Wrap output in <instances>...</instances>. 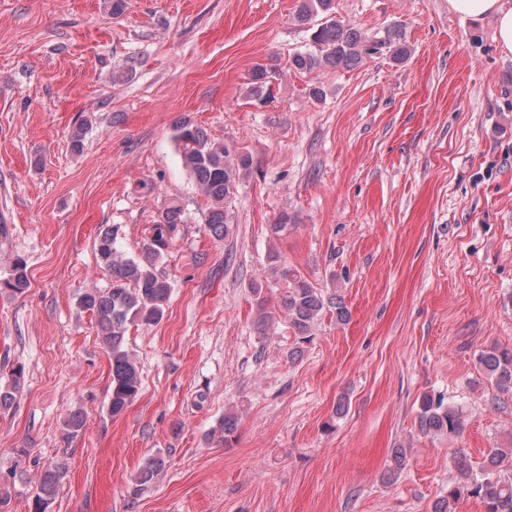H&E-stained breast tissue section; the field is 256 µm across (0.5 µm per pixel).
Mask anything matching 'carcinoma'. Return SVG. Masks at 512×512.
Wrapping results in <instances>:
<instances>
[{
	"mask_svg": "<svg viewBox=\"0 0 512 512\" xmlns=\"http://www.w3.org/2000/svg\"><path fill=\"white\" fill-rule=\"evenodd\" d=\"M334 0H299L296 18L302 24H317L312 32V49L294 55L295 69L312 72L322 67L354 68L383 47L389 49L395 61L407 55L400 35L387 31L384 36L370 40L365 34L337 20ZM322 22H317V19ZM272 71L258 64L250 74L249 95H265ZM89 127L80 123L69 133L71 152L83 151ZM172 140L176 145L182 169L192 179L197 194L203 200L206 230L216 239H222L231 230L232 202L238 183L249 171L252 161L248 154L211 137L207 129L189 118H182L173 127ZM186 223L181 204L171 201L162 210L159 220L149 227L139 256L130 257L122 249V228L119 224L99 227L95 250L99 267L107 277L104 288H89L79 298V305L95 320L98 337L109 354L111 391L109 411L120 415L138 395L141 372L134 354L128 347L127 334L132 325L153 326L164 317L173 292L174 282L164 264L170 248L181 236ZM271 270L285 284L283 307L288 320L298 333L300 342L312 340V331L319 319L329 311L336 322L343 323L348 311L340 301L325 298L319 289L302 278L297 271L277 263L270 255ZM29 277L24 258L12 260L8 276L0 281V288L12 293H23ZM478 363L490 383L502 393H512V347L493 344L478 355ZM24 383V368H12L8 381L0 384V411L13 407ZM418 423L425 434L451 436L463 426L461 408L444 404L441 398L430 394L420 397ZM85 426L82 410L71 411L64 421L65 439L77 437ZM237 430V416L224 414L217 432L224 443L231 442ZM165 465L162 456H152L137 473V481L145 485ZM456 480L448 486V495L438 500L433 512H455V504L465 497L478 499L485 512H512V479L502 472L512 468V444L497 446L488 451L480 469L476 470L466 456L454 461ZM67 477L66 466L55 463L44 467L31 495V512H49Z\"/></svg>",
	"mask_w": 512,
	"mask_h": 512,
	"instance_id": "1",
	"label": "carcinoma"
}]
</instances>
